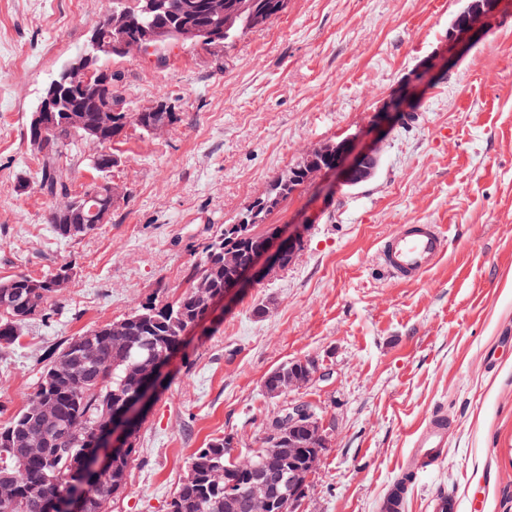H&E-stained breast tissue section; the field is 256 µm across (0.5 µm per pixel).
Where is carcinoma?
Here are the masks:
<instances>
[{
	"label": "carcinoma",
	"instance_id": "obj_1",
	"mask_svg": "<svg viewBox=\"0 0 512 512\" xmlns=\"http://www.w3.org/2000/svg\"><path fill=\"white\" fill-rule=\"evenodd\" d=\"M283 0H110V7L96 23L103 33H112V57L122 58L123 44L140 43L144 48L159 50L171 45L184 48L191 43L183 39L189 26L199 30L196 41L201 46L216 42L232 44L246 31L272 23L284 10ZM103 77L98 99L115 105H126L120 85V72L96 62ZM180 113L168 106L159 112H115L112 126L100 138H91L80 126L58 123L40 131L28 127L27 142L39 137V145L31 147L40 162L37 187L40 192L59 200L50 214L58 236L76 240L94 234L99 225L89 220L79 200L98 189L97 182L89 183L84 191L74 193L60 166L62 147L75 140L90 142L97 147L90 164L104 175L117 163L112 144L122 137L128 125L134 123L142 131L152 133L163 126L174 127ZM331 159L313 151L305 162L276 177L268 185L269 199L286 198L310 183L309 164L329 166ZM255 212L251 226L238 239L224 231L205 247L200 261L188 273L191 285L173 302L149 299L138 304L122 318L125 339L121 347L112 348L111 324L97 326L65 340L45 357V365L25 407L5 423H0V484H11L15 497L0 500V512H47L51 502L75 481L89 483L88 512H112V503L125 490L128 472L136 454L130 445L121 459L106 473L88 470L87 460L97 450L98 434L117 422L127 397L156 375L155 362L169 352L180 349L184 333L206 311L201 294H224V280L229 270L224 268V247L237 250L241 261L250 259L261 245L264 233L256 231L268 207L262 201L250 205ZM74 267L60 265L48 276L35 278L26 274L14 275L0 282V346L13 344L24 334L28 324L48 315L59 291L53 288L58 275L73 276ZM100 338L101 350L96 365L81 378L58 374L62 358L76 356L79 347L92 338ZM50 399L58 406V422L70 426L68 435L50 434L37 415L36 405ZM30 438L46 448L40 458L20 463L15 455L17 441ZM233 443L230 438H217L198 449L192 456L184 480L168 503V512H224V499L234 496L247 499L252 480L258 476L274 480L269 512H296L288 501V458L276 450L267 439L252 457L254 468L242 471L231 464ZM408 472L397 483L396 491L388 498L387 512H398L402 506Z\"/></svg>",
	"mask_w": 512,
	"mask_h": 512
}]
</instances>
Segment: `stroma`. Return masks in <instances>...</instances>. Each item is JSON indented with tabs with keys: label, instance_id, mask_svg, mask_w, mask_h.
<instances>
[{
	"label": "stroma",
	"instance_id": "1",
	"mask_svg": "<svg viewBox=\"0 0 512 512\" xmlns=\"http://www.w3.org/2000/svg\"><path fill=\"white\" fill-rule=\"evenodd\" d=\"M472 0H288L235 44L113 59L127 108L167 98L182 114L161 134L129 126L108 174L125 189L107 224L77 241L49 222L24 134L45 85L88 44L106 0H0V280L75 276L48 319L0 351V423L22 409L45 355L173 300L202 249L276 177L324 145L373 140L366 182L281 200L265 223L307 222L288 269L239 293L173 357L142 419L113 512H167L192 453L214 438L245 457L269 417L312 404L328 447L298 512H381L406 471L403 512H512V4L481 22L454 63L441 58ZM433 71L418 90L412 78ZM410 110L377 127L391 99ZM94 144L63 151L73 191L95 180ZM403 224H437L448 249L401 282L379 255ZM263 306L256 314L255 306ZM310 359L322 377L273 398L265 377ZM448 446L422 465L432 416Z\"/></svg>",
	"mask_w": 512,
	"mask_h": 512
}]
</instances>
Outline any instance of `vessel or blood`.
<instances>
[{"label":"vessel or blood","instance_id":"1","mask_svg":"<svg viewBox=\"0 0 512 512\" xmlns=\"http://www.w3.org/2000/svg\"><path fill=\"white\" fill-rule=\"evenodd\" d=\"M448 239L435 224H406L381 245L385 269L400 281H412L433 267L447 249ZM448 443V425L432 419L418 438L417 447L425 456H438Z\"/></svg>","mask_w":512,"mask_h":512}]
</instances>
